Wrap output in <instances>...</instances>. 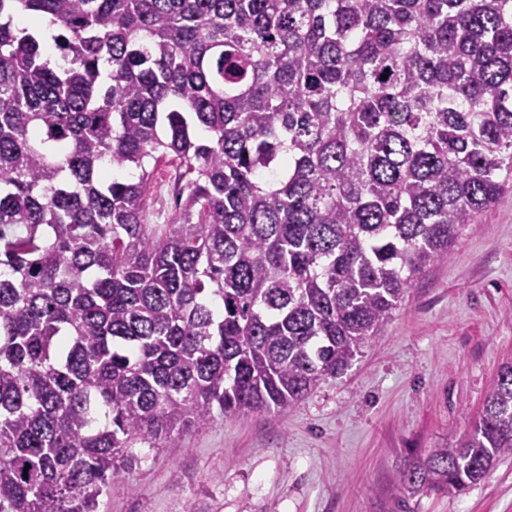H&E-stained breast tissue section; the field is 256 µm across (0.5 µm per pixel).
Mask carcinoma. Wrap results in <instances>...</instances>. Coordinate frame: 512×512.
<instances>
[{"label": "carcinoma", "instance_id": "carcinoma-1", "mask_svg": "<svg viewBox=\"0 0 512 512\" xmlns=\"http://www.w3.org/2000/svg\"><path fill=\"white\" fill-rule=\"evenodd\" d=\"M511 179L512 0H0V512H99L133 445L292 409ZM505 455L512 364L400 481ZM183 174L184 167L172 158L155 165L144 206L145 224H169L179 212L182 201L178 199V190Z\"/></svg>", "mask_w": 512, "mask_h": 512}]
</instances>
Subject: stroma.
<instances>
[{
	"label": "stroma",
	"instance_id": "obj_1",
	"mask_svg": "<svg viewBox=\"0 0 512 512\" xmlns=\"http://www.w3.org/2000/svg\"><path fill=\"white\" fill-rule=\"evenodd\" d=\"M184 168L153 169L145 221L181 207ZM512 363V191L415 277L351 368L283 413L217 417L174 448H139L104 512H512V455L448 496L400 481L464 438Z\"/></svg>",
	"mask_w": 512,
	"mask_h": 512
}]
</instances>
